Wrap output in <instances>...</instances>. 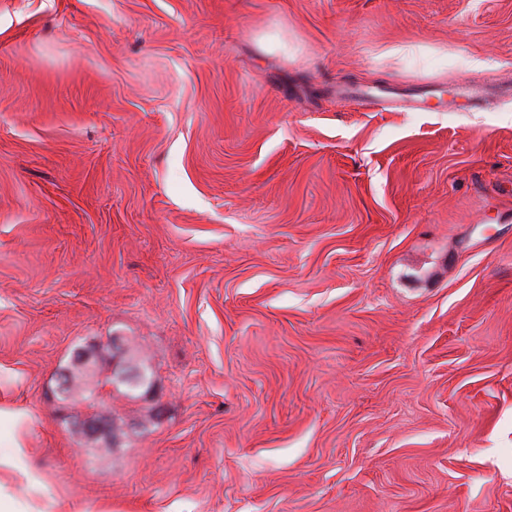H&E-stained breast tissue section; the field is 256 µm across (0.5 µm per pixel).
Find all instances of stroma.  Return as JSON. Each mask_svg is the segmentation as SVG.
Listing matches in <instances>:
<instances>
[{"label":"stroma","instance_id":"stroma-1","mask_svg":"<svg viewBox=\"0 0 512 512\" xmlns=\"http://www.w3.org/2000/svg\"><path fill=\"white\" fill-rule=\"evenodd\" d=\"M0 398L17 512H512V0H0ZM103 359L100 349H91L83 351L80 358L75 361L77 365L97 370V372L100 373L99 377L102 381L94 398L85 404L87 408L86 412L80 417H77L74 421L76 429L81 431L82 434L89 439H95L107 433V428L104 423L98 420L99 415H104L102 413L103 407L101 404L104 403L106 405L107 398L112 395V385L104 384L109 377H102L99 368V362ZM90 405L93 406L91 407ZM130 353V360L134 362V364L137 365L139 369V373L134 381L131 380H123L118 382V386L116 391L129 396L131 398L136 397V394L134 393L135 390L140 389L144 387L147 383L149 378H151V373L149 370V367L145 364L144 360L137 357L136 353L129 349Z\"/></svg>","mask_w":512,"mask_h":512}]
</instances>
